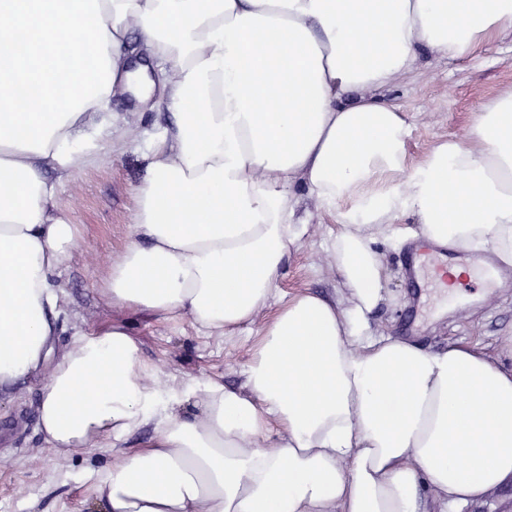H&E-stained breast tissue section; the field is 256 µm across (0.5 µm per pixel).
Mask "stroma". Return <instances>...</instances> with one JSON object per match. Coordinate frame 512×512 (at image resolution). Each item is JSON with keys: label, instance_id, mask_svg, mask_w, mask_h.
I'll use <instances>...</instances> for the list:
<instances>
[{"label": "stroma", "instance_id": "stroma-1", "mask_svg": "<svg viewBox=\"0 0 512 512\" xmlns=\"http://www.w3.org/2000/svg\"><path fill=\"white\" fill-rule=\"evenodd\" d=\"M509 88L511 32L476 58L447 61L420 51L415 71L395 81L386 96L407 117L408 152L417 160L435 142L468 136L476 106ZM166 122L163 106L145 111L128 130L123 150L60 189L56 204L70 223L79 225L81 240L58 278L57 350L70 345L77 330L88 331L112 319L96 292L98 280L105 267L120 257L128 240L132 187L147 169L140 150L143 137ZM299 213L307 229L298 251L281 270V290L287 294L308 287L333 296L337 279L326 245L336 232V217L319 210L307 195ZM376 246L385 256L388 272L384 298L373 315L376 332L410 338L431 350L465 343L483 350L493 361L512 364V356L504 349L512 338V268L506 282L475 283L469 305L433 291L417 303L402 268L406 244L380 236ZM125 320L141 343L143 357L157 365L170 391L193 387L203 376L239 385L256 339L252 324L224 338L206 334L187 316L163 321L130 313ZM40 385V380L31 379L11 395L0 396V512H89V472L106 465L112 451L93 448L61 456L50 450L37 429Z\"/></svg>", "mask_w": 512, "mask_h": 512}]
</instances>
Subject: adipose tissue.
I'll return each mask as SVG.
<instances>
[{
	"label": "adipose tissue",
	"mask_w": 512,
	"mask_h": 512,
	"mask_svg": "<svg viewBox=\"0 0 512 512\" xmlns=\"http://www.w3.org/2000/svg\"><path fill=\"white\" fill-rule=\"evenodd\" d=\"M507 31L512 0H0V395L42 378L38 429L62 454L152 427L90 474L99 512H463L512 484V367L371 323L372 242L398 214L512 267V89L416 163L385 96L419 47L470 59ZM119 93L173 124L99 282L111 322L57 354L53 278L79 236L56 199L111 155ZM298 184L336 216L338 298L279 292ZM129 312L220 336L265 320L240 388L167 397Z\"/></svg>",
	"instance_id": "1"
}]
</instances>
